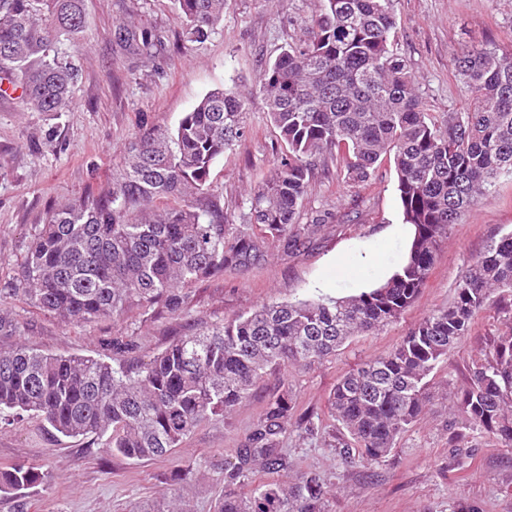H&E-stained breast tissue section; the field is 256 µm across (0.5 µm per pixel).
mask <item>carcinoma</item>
Listing matches in <instances>:
<instances>
[{
    "label": "carcinoma",
    "mask_w": 512,
    "mask_h": 512,
    "mask_svg": "<svg viewBox=\"0 0 512 512\" xmlns=\"http://www.w3.org/2000/svg\"><path fill=\"white\" fill-rule=\"evenodd\" d=\"M188 34L208 36L224 0H177ZM397 0H316L304 38L265 65L257 87L288 154L250 192L243 223L188 201L157 202L203 190L211 166L247 129V99L233 90L205 95L175 131L136 134L112 188L55 208L35 232L11 289L67 322L115 319L134 308L183 311L186 287L226 268H249L269 245L296 246L313 160L330 156L355 182L394 164L402 223L414 234L405 263L384 284L340 299L261 306L185 337L139 369L103 359L58 356L24 344L0 351V411L27 414L66 437L109 435L129 458L164 456L202 422L242 404L268 371L320 364L355 336L395 321L427 283L448 226L512 176V56L494 48L452 58L473 106L444 122L427 112L414 75L394 50ZM82 0H0V75L37 112L70 107L73 70L51 55L62 35L83 27ZM121 47L146 54L155 36L120 27ZM494 291L512 292V232L495 236L460 275L453 303L426 316L384 355L344 375L329 405L349 435L327 445L349 459L389 456L398 437L432 403L429 377L468 334ZM117 360L128 336L103 340ZM456 407L461 425L512 447V329L488 339ZM288 386L270 396L238 449L214 512H327L321 478L305 472L267 482L248 496L236 487L255 466L288 474ZM33 465L0 469V492L23 495L44 483Z\"/></svg>",
    "instance_id": "carcinoma-1"
}]
</instances>
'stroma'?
Segmentation results:
<instances>
[{
    "label": "stroma",
    "instance_id": "1",
    "mask_svg": "<svg viewBox=\"0 0 512 512\" xmlns=\"http://www.w3.org/2000/svg\"><path fill=\"white\" fill-rule=\"evenodd\" d=\"M314 4L224 0L221 22L206 39L194 41L175 0H83L82 32L54 45L56 56L76 72L70 108L35 112L20 100L0 98V303L18 322L16 335L0 336V349L22 341L48 354L101 358V339L122 334L135 344L124 362L136 367L173 341L225 319L268 304L354 295L376 283L380 270L400 267L407 239L381 235L402 221L393 166L382 165L371 180L356 183L342 164L327 158L317 162L299 209L306 230L302 245H275L259 265L195 282L180 314L136 309L118 319L77 324L8 293L52 209L106 191L139 127L174 130L216 89L246 95L248 130L215 164L193 202L217 206L229 223H241L250 188L286 153L253 87L265 62L301 37L299 21ZM396 15L394 47L416 77L426 107L441 121L470 105L452 58L486 46L512 48V0H398ZM125 21L157 37L150 54L130 56L120 48L116 33ZM510 231L512 178L505 177L450 225L425 288L398 319L352 338L321 364L271 372L232 414L201 423L168 456L127 458L100 438H67L42 429L37 420L0 415V468L27 463L50 474L21 506L0 493V512H132L171 491L191 512H213L237 448L269 396L284 385L296 416L311 417L319 430L314 437L289 431L284 447L294 471L316 473L325 483L329 512H453L460 501L480 512H512V450L492 435L460 431L459 417L445 403L430 405L379 463L344 459L320 437L336 427L328 406L336 382L388 352L430 312L450 306L462 271L491 238ZM370 243L378 255L374 266L357 260ZM510 326L512 293H494L448 361L433 371L432 392L466 387L488 338Z\"/></svg>",
    "mask_w": 512,
    "mask_h": 512
}]
</instances>
